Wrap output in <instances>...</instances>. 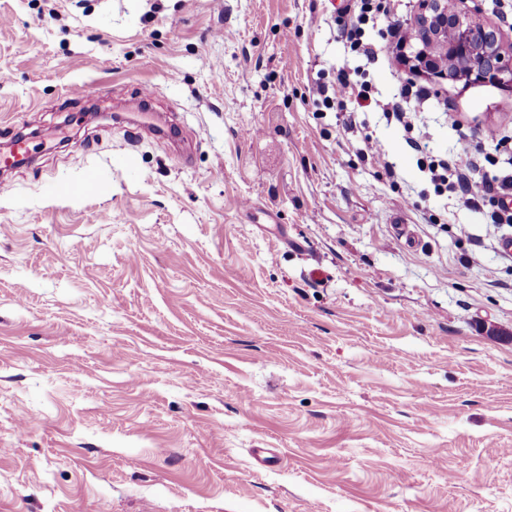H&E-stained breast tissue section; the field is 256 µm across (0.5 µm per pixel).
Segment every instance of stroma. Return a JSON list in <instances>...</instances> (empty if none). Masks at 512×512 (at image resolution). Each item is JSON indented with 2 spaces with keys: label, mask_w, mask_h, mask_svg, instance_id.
<instances>
[{
  "label": "stroma",
  "mask_w": 512,
  "mask_h": 512,
  "mask_svg": "<svg viewBox=\"0 0 512 512\" xmlns=\"http://www.w3.org/2000/svg\"><path fill=\"white\" fill-rule=\"evenodd\" d=\"M342 6L0 0V512H512V224L312 89L356 72L480 176L512 90L405 66L417 0L371 60ZM141 88L178 141L113 120ZM27 142V137H22L19 133L10 138V142L5 146L6 151L1 150L0 165L2 169H11L28 158Z\"/></svg>",
  "instance_id": "stroma-1"
}]
</instances>
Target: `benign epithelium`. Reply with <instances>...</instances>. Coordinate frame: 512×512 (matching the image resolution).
I'll return each instance as SVG.
<instances>
[{"label":"benign epithelium","instance_id":"obj_1","mask_svg":"<svg viewBox=\"0 0 512 512\" xmlns=\"http://www.w3.org/2000/svg\"><path fill=\"white\" fill-rule=\"evenodd\" d=\"M462 3L418 0L412 21L418 37L402 43L403 61L435 85L463 82L512 89V49H504L499 31L481 20L480 6L464 11Z\"/></svg>","mask_w":512,"mask_h":512}]
</instances>
